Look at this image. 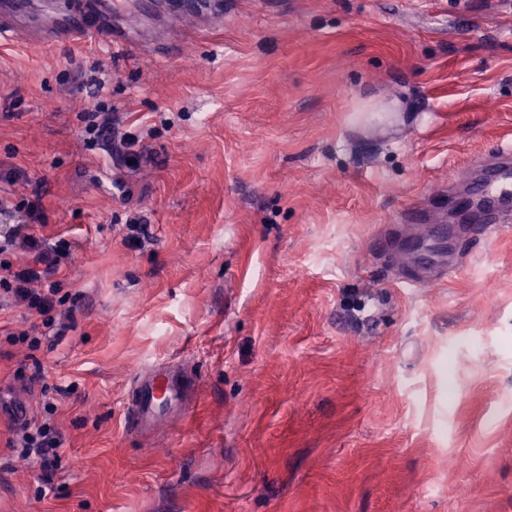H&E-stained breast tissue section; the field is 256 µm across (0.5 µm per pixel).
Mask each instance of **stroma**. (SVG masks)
Returning <instances> with one entry per match:
<instances>
[{"label":"stroma","mask_w":512,"mask_h":512,"mask_svg":"<svg viewBox=\"0 0 512 512\" xmlns=\"http://www.w3.org/2000/svg\"><path fill=\"white\" fill-rule=\"evenodd\" d=\"M120 21L122 50L0 44V232L65 249L73 296L64 335L0 343V512H512V216L430 285L378 243L512 144V0ZM98 91L136 168L86 145ZM172 363L190 406L129 429ZM21 392L51 473L12 445Z\"/></svg>","instance_id":"stroma-1"}]
</instances>
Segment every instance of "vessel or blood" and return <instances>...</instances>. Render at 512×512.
<instances>
[{
    "mask_svg": "<svg viewBox=\"0 0 512 512\" xmlns=\"http://www.w3.org/2000/svg\"><path fill=\"white\" fill-rule=\"evenodd\" d=\"M127 0H35L24 7L21 0H0V40H16L38 47L61 42L86 45L97 34L114 48L127 46L129 32L112 26L114 13L126 7ZM512 198V147L498 151L494 171L480 185L476 195H449L451 208L471 217L470 233L476 238L488 236L502 216L497 206ZM448 227L440 224L425 239L410 235L405 246L425 272V282L445 277L449 272ZM191 386L188 376L171 368H149L136 379L128 403L127 423L139 431L155 430L175 406L184 404Z\"/></svg>",
    "mask_w": 512,
    "mask_h": 512,
    "instance_id": "1",
    "label": "vessel or blood"
}]
</instances>
